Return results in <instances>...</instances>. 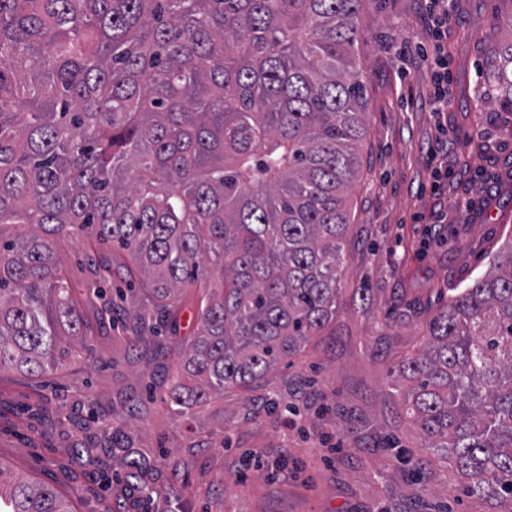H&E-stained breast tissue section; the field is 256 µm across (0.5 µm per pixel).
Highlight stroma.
<instances>
[{
    "instance_id": "1",
    "label": "stroma",
    "mask_w": 512,
    "mask_h": 512,
    "mask_svg": "<svg viewBox=\"0 0 512 512\" xmlns=\"http://www.w3.org/2000/svg\"><path fill=\"white\" fill-rule=\"evenodd\" d=\"M358 25L367 134L335 320L259 389L196 409L193 432L161 399L173 362L164 336L139 349L118 323L93 330V357L64 370L2 374L0 461L16 476L54 487L76 512H491L445 478L387 372L424 341L451 289L489 269L512 237V112L483 77L512 42V0H454L445 49L455 103L445 112L429 105L424 0H367ZM461 198L474 203L462 218ZM55 250L95 319L87 264L117 265L125 253H89L69 238ZM113 435L121 445L100 464L81 456L83 444ZM126 445L153 465L152 498L124 475Z\"/></svg>"
}]
</instances>
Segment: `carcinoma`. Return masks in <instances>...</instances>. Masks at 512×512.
Segmentation results:
<instances>
[{
	"instance_id": "carcinoma-1",
	"label": "carcinoma",
	"mask_w": 512,
	"mask_h": 512,
	"mask_svg": "<svg viewBox=\"0 0 512 512\" xmlns=\"http://www.w3.org/2000/svg\"><path fill=\"white\" fill-rule=\"evenodd\" d=\"M364 0H0V373L40 377L92 325L55 241L127 253L155 305H132L133 342L197 328L164 402L184 421L224 391L260 387L336 317L359 175ZM512 110V43L486 72ZM101 284L109 263L88 267ZM424 447L465 490L512 512V239L457 289L426 343L389 371ZM126 477L151 463L125 448ZM0 512H70L50 486L0 464ZM178 334L177 338L185 341L186 344L191 341L196 330V306L191 299V292H188L183 301V307L178 316Z\"/></svg>"
}]
</instances>
